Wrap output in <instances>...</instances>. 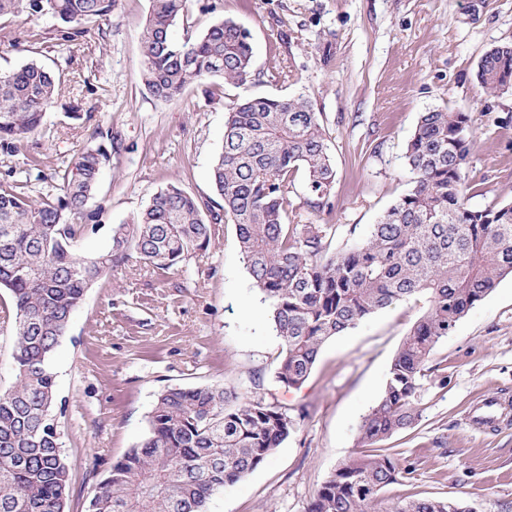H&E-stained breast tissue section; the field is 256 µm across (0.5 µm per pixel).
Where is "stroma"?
Instances as JSON below:
<instances>
[{
    "mask_svg": "<svg viewBox=\"0 0 512 512\" xmlns=\"http://www.w3.org/2000/svg\"><path fill=\"white\" fill-rule=\"evenodd\" d=\"M149 0H119L100 31L67 41L52 16L0 19V70L37 60L63 81L41 129L19 152L0 153V180L36 174L31 196L58 194L57 172L80 150L112 149L74 250H107L113 232L153 195L180 186L222 206L211 168L225 108L245 97L304 96L323 115L336 166L330 213L305 203L304 176L290 197L292 224H333L331 250L363 240L411 187L407 143L420 113L464 112L469 204L512 203V95L483 94L482 55L512 42V0H187L175 39L224 19L247 28L255 77L235 87L213 78L179 98L156 99L142 80L140 38ZM80 119H72V110ZM423 302L401 301L332 337L309 377H275L281 351L270 307L252 284L230 224L186 265L116 267L88 290L52 358L70 481L67 512H85L101 475L149 430L157 394L170 385L223 384L287 413L292 432L272 457L224 486L206 512H308L328 476L362 453L360 424L379 401L391 361ZM420 417L385 440L403 477L382 495L455 499L473 512H512V428L466 426L482 395L512 394V277L442 337L424 367Z\"/></svg>",
    "mask_w": 512,
    "mask_h": 512,
    "instance_id": "obj_1",
    "label": "stroma"
}]
</instances>
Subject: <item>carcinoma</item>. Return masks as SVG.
I'll list each match as a JSON object with an SVG mask.
<instances>
[{
    "instance_id": "cac0c4a2",
    "label": "carcinoma",
    "mask_w": 512,
    "mask_h": 512,
    "mask_svg": "<svg viewBox=\"0 0 512 512\" xmlns=\"http://www.w3.org/2000/svg\"><path fill=\"white\" fill-rule=\"evenodd\" d=\"M141 34L143 82L159 100L220 77L243 85L253 75L249 30L231 19L181 42L172 27L187 0H149ZM118 0H0V17L50 14L72 41L112 16ZM512 44L486 51L477 80L484 94H506ZM59 79L31 60L0 73V151L12 154L43 123ZM473 117L433 109L419 117L405 158L412 186L372 225L367 238L329 252L334 224L288 223L295 174L306 175V204L324 207L336 179L321 113L306 97H254L227 108L212 183L224 220L255 288L271 305L282 349L276 378L305 381L323 344L392 304L424 296L428 307L404 337L383 395L363 418L359 443L375 445L419 417L424 365L440 338L512 276V203L468 205V141ZM110 160L99 146L81 150L60 175L62 194L30 198L0 183V289L15 316L16 381L0 391V512H65L69 466L56 413L52 357L86 292L133 257L178 268L210 242L200 201L176 185L112 235L93 257L73 249V220L86 216ZM288 415L261 398L231 406L224 386H167L149 416L144 441L99 480L88 512H205L209 498L266 463L288 438ZM402 471L388 454L343 462L309 512H379L382 493ZM390 512H472L457 500L412 499Z\"/></svg>"
}]
</instances>
